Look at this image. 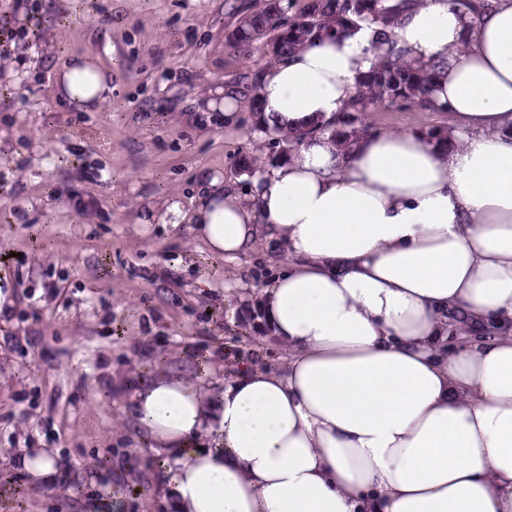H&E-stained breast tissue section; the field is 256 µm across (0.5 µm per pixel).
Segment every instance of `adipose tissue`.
<instances>
[{"mask_svg": "<svg viewBox=\"0 0 512 512\" xmlns=\"http://www.w3.org/2000/svg\"><path fill=\"white\" fill-rule=\"evenodd\" d=\"M393 38L437 64L447 143L372 132L340 151L327 126L374 61L363 28L261 72V121L308 132L286 163L243 188L204 181L187 213L146 209L215 259L285 247L259 300L285 372L126 384L146 444L177 464L169 512H512V0L476 16L419 0ZM56 93L101 108L112 72L75 59ZM16 463L35 486L61 472L43 448Z\"/></svg>", "mask_w": 512, "mask_h": 512, "instance_id": "adipose-tissue-1", "label": "adipose tissue"}]
</instances>
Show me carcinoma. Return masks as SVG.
Masks as SVG:
<instances>
[{"mask_svg": "<svg viewBox=\"0 0 512 512\" xmlns=\"http://www.w3.org/2000/svg\"><path fill=\"white\" fill-rule=\"evenodd\" d=\"M410 0H305L300 12L288 15L287 0H263L261 7L239 12L235 25L225 34L227 46L248 52L258 42L266 43L272 59L294 52L307 42L337 38L362 24L372 25L377 33L376 45L383 53L373 66L360 75L357 92L347 105L336 128L331 130L339 146L348 149L352 140L369 131L366 125L355 124V114L381 105H411L426 111H439L432 98L436 66L406 57V50L390 37V30L399 24ZM259 74L239 84L237 94L249 103V111L260 114L257 99ZM272 136L280 154L274 165L288 160L304 140L307 132H284L254 122Z\"/></svg>", "mask_w": 512, "mask_h": 512, "instance_id": "obj_1", "label": "carcinoma"}]
</instances>
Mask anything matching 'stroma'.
I'll use <instances>...</instances> for the list:
<instances>
[{"mask_svg":"<svg viewBox=\"0 0 512 512\" xmlns=\"http://www.w3.org/2000/svg\"><path fill=\"white\" fill-rule=\"evenodd\" d=\"M259 0H29L0 15L26 27L44 16L38 41L1 60L27 82L0 94V512H165L158 493L173 460L136 439L115 394L117 380L164 368L194 375L210 360L214 380L239 361L284 370L262 329L258 297L278 249L260 240L216 261L188 223L145 224L147 203L190 210L204 175L248 185L243 157L268 166L276 149L250 113L228 129L198 112L216 81L269 65L261 45L227 47L236 10ZM92 55L112 69V102L79 112L55 99L56 72ZM379 131L445 127L438 112L408 106L360 113ZM24 448L58 449L62 480L30 486L15 468Z\"/></svg>","mask_w":512,"mask_h":512,"instance_id":"obj_1","label":"stroma"}]
</instances>
